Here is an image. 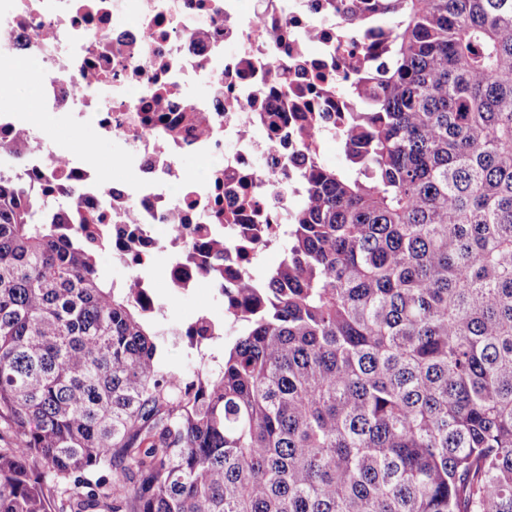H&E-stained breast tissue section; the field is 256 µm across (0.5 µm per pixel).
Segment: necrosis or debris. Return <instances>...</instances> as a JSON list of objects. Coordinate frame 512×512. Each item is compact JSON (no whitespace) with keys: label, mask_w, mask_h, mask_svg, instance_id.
I'll return each mask as SVG.
<instances>
[{"label":"necrosis or debris","mask_w":512,"mask_h":512,"mask_svg":"<svg viewBox=\"0 0 512 512\" xmlns=\"http://www.w3.org/2000/svg\"><path fill=\"white\" fill-rule=\"evenodd\" d=\"M349 0H0V72L35 102L0 93V170L49 188L62 212H94L114 267L212 294L257 282L305 198V174L367 98L354 75L383 64L389 28ZM64 112L66 127L40 122ZM94 139L59 149L67 128ZM121 143L104 182L95 138ZM205 168L203 179L181 167Z\"/></svg>","instance_id":"obj_1"}]
</instances>
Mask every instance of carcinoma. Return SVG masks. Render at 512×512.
Masks as SVG:
<instances>
[{"label":"carcinoma","instance_id":"cac0c4a2","mask_svg":"<svg viewBox=\"0 0 512 512\" xmlns=\"http://www.w3.org/2000/svg\"><path fill=\"white\" fill-rule=\"evenodd\" d=\"M387 65L196 373L0 173V512H512V0H381Z\"/></svg>","mask_w":512,"mask_h":512}]
</instances>
